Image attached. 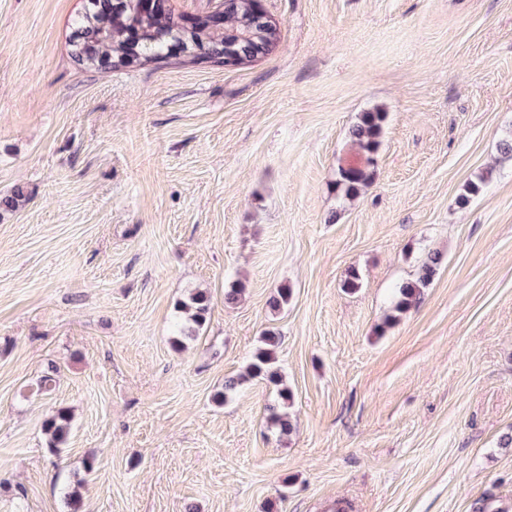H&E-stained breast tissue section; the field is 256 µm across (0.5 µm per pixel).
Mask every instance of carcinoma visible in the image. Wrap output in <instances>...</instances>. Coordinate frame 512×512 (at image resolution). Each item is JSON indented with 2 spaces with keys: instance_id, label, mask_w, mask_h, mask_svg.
Returning <instances> with one entry per match:
<instances>
[{
  "instance_id": "obj_1",
  "label": "carcinoma",
  "mask_w": 512,
  "mask_h": 512,
  "mask_svg": "<svg viewBox=\"0 0 512 512\" xmlns=\"http://www.w3.org/2000/svg\"><path fill=\"white\" fill-rule=\"evenodd\" d=\"M281 41L280 24L268 19L261 24L252 10V0H224V17L196 15L193 24H182V14L172 8L170 0H158L155 10L145 12L140 0H85L83 11L73 23L69 36L71 59L87 71L134 69L154 63L158 66L175 61L180 64L224 65V57L237 55V66H247L274 51ZM387 114L363 112L352 128L351 137L358 147L356 160L338 167L333 183L336 194L345 199L360 196L368 186L378 163V152ZM25 199L23 188L0 197V210L13 211ZM440 258L429 257L418 268L414 280L401 285L394 298L391 320L415 306L424 289L432 283ZM181 313L177 337L194 338L207 324L210 299L196 290L178 302ZM280 336L272 330L261 337L246 371L237 379L224 382L221 398L234 395L243 381L260 377L277 387V403L269 407L271 424L279 433L290 432L286 408L292 392L284 384L277 366ZM47 446L57 450L66 444L71 431V414L60 408L43 424Z\"/></svg>"
}]
</instances>
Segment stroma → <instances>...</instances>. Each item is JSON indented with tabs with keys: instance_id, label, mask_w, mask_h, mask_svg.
<instances>
[{
	"instance_id": "obj_1",
	"label": "stroma",
	"mask_w": 512,
	"mask_h": 512,
	"mask_svg": "<svg viewBox=\"0 0 512 512\" xmlns=\"http://www.w3.org/2000/svg\"><path fill=\"white\" fill-rule=\"evenodd\" d=\"M82 6L0 0V196L27 195L0 213V512L75 488L81 512H512V0H263L281 42L252 65L104 73L69 57ZM376 110L374 178L342 200ZM197 289L208 324L175 349ZM268 330L285 436L264 380L214 400ZM386 117L384 112L361 113L359 121L351 131L352 140L358 147V157L338 167L333 183L337 195L345 199H355L370 183L378 163ZM439 263V256L430 255V257L419 266L415 279L398 288L392 306V312L394 314L391 315V321L397 320L401 314L405 313L419 302L424 289L428 288L432 283L437 273ZM47 446L58 450L66 444L71 431V414L66 408H59L54 415L43 424Z\"/></svg>"
}]
</instances>
